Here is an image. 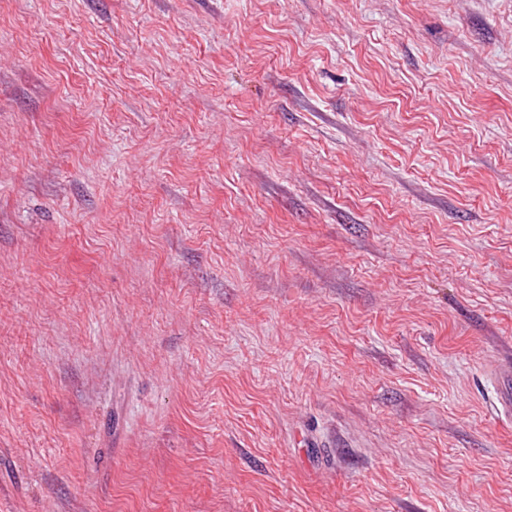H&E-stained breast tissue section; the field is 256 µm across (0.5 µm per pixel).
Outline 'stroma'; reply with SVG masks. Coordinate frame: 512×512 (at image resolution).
<instances>
[{
	"mask_svg": "<svg viewBox=\"0 0 512 512\" xmlns=\"http://www.w3.org/2000/svg\"><path fill=\"white\" fill-rule=\"evenodd\" d=\"M511 358L512 0H0V512H512ZM507 366L509 375L507 379L499 381L494 389L491 401V409L498 419L511 420L512 417V379L510 374V362Z\"/></svg>",
	"mask_w": 512,
	"mask_h": 512,
	"instance_id": "35a3bbf8",
	"label": "stroma"
}]
</instances>
